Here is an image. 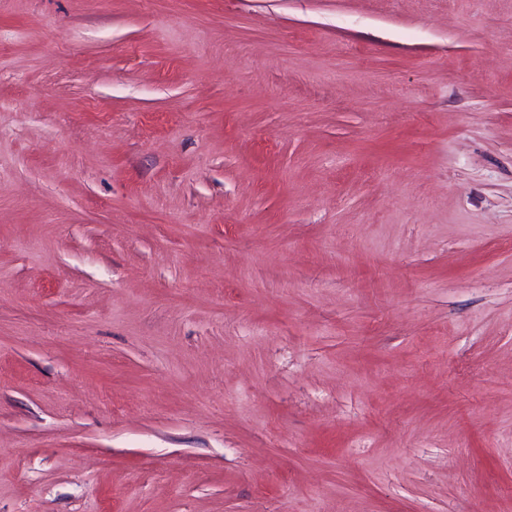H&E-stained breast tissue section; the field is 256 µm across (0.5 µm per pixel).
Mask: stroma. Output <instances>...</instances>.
I'll return each mask as SVG.
<instances>
[{
  "label": "stroma",
  "mask_w": 512,
  "mask_h": 512,
  "mask_svg": "<svg viewBox=\"0 0 512 512\" xmlns=\"http://www.w3.org/2000/svg\"><path fill=\"white\" fill-rule=\"evenodd\" d=\"M0 512H512V0H0Z\"/></svg>",
  "instance_id": "stroma-1"
}]
</instances>
